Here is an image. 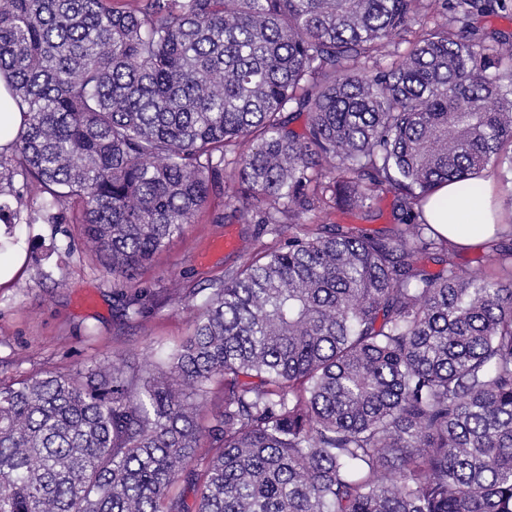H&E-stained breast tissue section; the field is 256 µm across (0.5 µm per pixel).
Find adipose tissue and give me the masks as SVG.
<instances>
[{"label":"adipose tissue","instance_id":"1","mask_svg":"<svg viewBox=\"0 0 512 512\" xmlns=\"http://www.w3.org/2000/svg\"><path fill=\"white\" fill-rule=\"evenodd\" d=\"M495 177L442 184L425 201L423 217L454 246L469 247L495 238L500 217L493 204Z\"/></svg>","mask_w":512,"mask_h":512}]
</instances>
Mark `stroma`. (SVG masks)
<instances>
[{
    "label": "stroma",
    "instance_id": "stroma-1",
    "mask_svg": "<svg viewBox=\"0 0 512 512\" xmlns=\"http://www.w3.org/2000/svg\"><path fill=\"white\" fill-rule=\"evenodd\" d=\"M224 213L223 193L211 194L194 223L139 271L138 286L150 300L138 318L123 316L118 282L85 246L78 204L54 223L0 213V221L16 225L22 258L16 282L0 285V380L102 361L154 369L191 334L206 285L275 240Z\"/></svg>",
    "mask_w": 512,
    "mask_h": 512
}]
</instances>
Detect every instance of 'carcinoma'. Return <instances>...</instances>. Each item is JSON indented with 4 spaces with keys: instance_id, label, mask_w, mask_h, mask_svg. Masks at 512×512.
<instances>
[{
    "instance_id": "obj_1",
    "label": "carcinoma",
    "mask_w": 512,
    "mask_h": 512,
    "mask_svg": "<svg viewBox=\"0 0 512 512\" xmlns=\"http://www.w3.org/2000/svg\"><path fill=\"white\" fill-rule=\"evenodd\" d=\"M494 4L512 13L0 0V78L23 115L0 186L21 173L48 198L30 224L82 202L126 313L146 300L135 272L214 190L278 236L208 285L163 366L0 385V512H512V247L477 272L421 219L440 183L512 174V35L476 25ZM377 190L389 235L293 231Z\"/></svg>"
}]
</instances>
